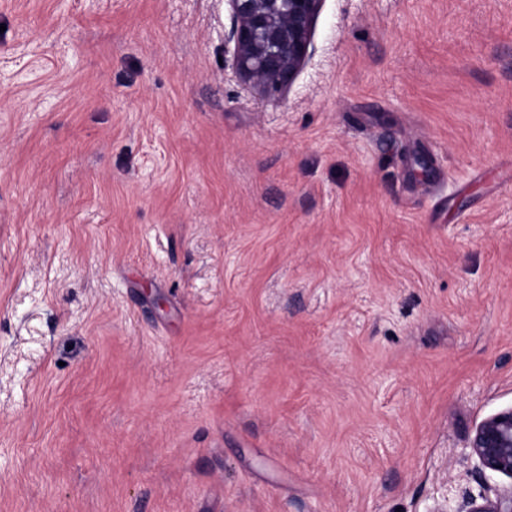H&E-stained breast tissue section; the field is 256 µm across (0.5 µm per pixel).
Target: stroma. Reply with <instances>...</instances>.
<instances>
[{
	"label": "stroma",
	"mask_w": 512,
	"mask_h": 512,
	"mask_svg": "<svg viewBox=\"0 0 512 512\" xmlns=\"http://www.w3.org/2000/svg\"><path fill=\"white\" fill-rule=\"evenodd\" d=\"M0 0V512H432L512 407V0ZM235 74L265 96L287 92L309 59L314 21L324 0H226Z\"/></svg>",
	"instance_id": "1"
}]
</instances>
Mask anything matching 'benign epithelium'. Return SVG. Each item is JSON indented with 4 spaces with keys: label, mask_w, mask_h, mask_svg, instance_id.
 <instances>
[{
    "label": "benign epithelium",
    "mask_w": 512,
    "mask_h": 512,
    "mask_svg": "<svg viewBox=\"0 0 512 512\" xmlns=\"http://www.w3.org/2000/svg\"><path fill=\"white\" fill-rule=\"evenodd\" d=\"M235 74L265 96L287 92L309 59L314 21L324 0H225ZM467 448L484 473L512 479V407L484 419ZM467 512H512V486L480 495Z\"/></svg>",
    "instance_id": "obj_1"
}]
</instances>
